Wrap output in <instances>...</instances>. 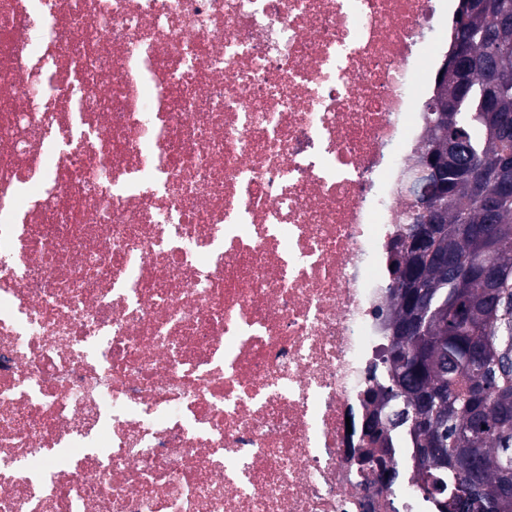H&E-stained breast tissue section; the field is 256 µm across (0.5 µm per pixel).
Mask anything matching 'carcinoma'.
Returning <instances> with one entry per match:
<instances>
[{"label":"carcinoma","instance_id":"obj_1","mask_svg":"<svg viewBox=\"0 0 512 512\" xmlns=\"http://www.w3.org/2000/svg\"><path fill=\"white\" fill-rule=\"evenodd\" d=\"M480 3L470 14L457 7L452 21L451 49L458 29H483L468 47L463 79L470 92L456 100V124L440 126L430 111L452 91L453 73L436 81L425 113L430 135L424 152L436 158L459 138L470 147L475 185L451 165L440 175L446 223L437 225L429 245L431 253L450 254L453 272L445 273L414 245L395 261L394 272L408 276L410 286L393 279L384 362L390 364L392 428L409 431L416 480L431 477L442 499L459 483L467 494L460 512H512V426L502 427L499 419L501 409L512 414V197L498 203L496 233L486 239L476 233L487 223L484 199L495 190L500 162L512 159V133L500 130L496 113L481 110L483 63L493 54L507 88L502 109L512 112V42L501 41L496 27L499 15H512V0ZM487 248L502 274L499 282L473 269ZM464 448L477 449L482 468L472 488Z\"/></svg>","mask_w":512,"mask_h":512}]
</instances>
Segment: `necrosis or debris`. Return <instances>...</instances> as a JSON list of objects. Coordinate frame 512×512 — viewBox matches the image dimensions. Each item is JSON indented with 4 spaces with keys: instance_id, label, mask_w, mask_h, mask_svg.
<instances>
[{
    "instance_id": "necrosis-or-debris-1",
    "label": "necrosis or debris",
    "mask_w": 512,
    "mask_h": 512,
    "mask_svg": "<svg viewBox=\"0 0 512 512\" xmlns=\"http://www.w3.org/2000/svg\"><path fill=\"white\" fill-rule=\"evenodd\" d=\"M444 0H0V512H430L361 463Z\"/></svg>"
}]
</instances>
